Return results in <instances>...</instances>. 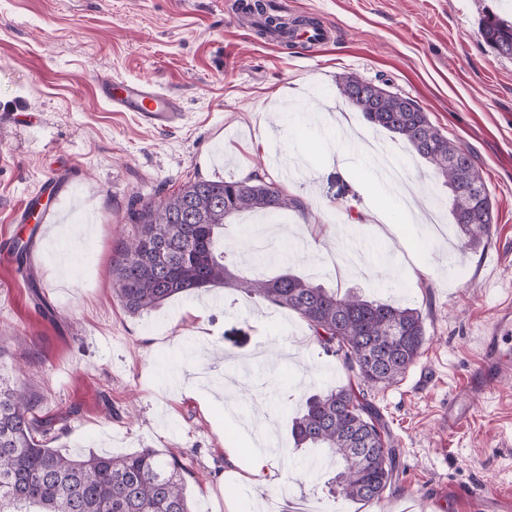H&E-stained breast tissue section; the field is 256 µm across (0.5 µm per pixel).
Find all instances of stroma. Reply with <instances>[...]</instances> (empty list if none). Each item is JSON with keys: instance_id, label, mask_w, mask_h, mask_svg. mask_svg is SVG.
<instances>
[{"instance_id": "35a3bbf8", "label": "stroma", "mask_w": 512, "mask_h": 512, "mask_svg": "<svg viewBox=\"0 0 512 512\" xmlns=\"http://www.w3.org/2000/svg\"><path fill=\"white\" fill-rule=\"evenodd\" d=\"M238 0H0V236L36 244L26 271L0 253V368L21 362L17 381L40 401L61 453L124 455L143 448L181 457L194 512H512V377L479 396L472 418L448 428V404L476 369L481 332L512 301V58L480 35L490 13L512 0H282L284 16H309L333 31L305 50L274 45L236 15ZM388 82L409 96L449 139L468 149L493 204L488 238L460 250L445 191L407 145L370 128L342 99L339 77ZM150 81L176 97L185 120L172 130L111 111L98 93L104 76ZM399 161L404 190L421 223L401 233L422 271L401 260L342 272L347 226L373 239L369 211L391 206L369 143ZM342 151L344 164L331 162ZM298 166L284 178L276 157ZM259 173L304 211L271 217L288 244L285 271L339 291L418 308L427 341L398 383L372 400L399 452L392 494L363 505L330 494L327 473L308 469L295 447L296 408L268 411L245 396L236 417L269 428L277 441L272 487L238 485L224 456V392L210 408L189 393V378L246 375L267 350L283 390L312 394L347 384L292 311L228 288L175 297L142 316L112 291V259L133 231L131 209L160 202L194 180ZM50 177L69 182L61 209L69 224L94 217L74 238L16 225L14 212ZM323 225L308 238L303 225ZM206 306L205 323L183 315Z\"/></svg>"}]
</instances>
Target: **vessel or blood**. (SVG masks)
<instances>
[{
  "label": "vessel or blood",
  "mask_w": 512,
  "mask_h": 512,
  "mask_svg": "<svg viewBox=\"0 0 512 512\" xmlns=\"http://www.w3.org/2000/svg\"><path fill=\"white\" fill-rule=\"evenodd\" d=\"M99 94L116 112L136 113L140 121L153 128L169 130L179 127L184 119L177 100L161 92L157 86L139 80L104 78ZM512 305L504 304L485 326L482 353L477 371L463 393L448 406V425L456 427L471 414L469 398L484 392L504 376L512 374Z\"/></svg>",
  "instance_id": "1"
}]
</instances>
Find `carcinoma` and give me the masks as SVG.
Listing matches in <instances>:
<instances>
[{
    "instance_id": "obj_1",
    "label": "carcinoma",
    "mask_w": 512,
    "mask_h": 512,
    "mask_svg": "<svg viewBox=\"0 0 512 512\" xmlns=\"http://www.w3.org/2000/svg\"><path fill=\"white\" fill-rule=\"evenodd\" d=\"M280 31L289 22L265 14L261 0L246 7ZM481 36L512 57V21L483 19ZM338 94L376 129L404 141L448 189L449 212L461 247L476 249L492 224V202L472 154L449 139L416 102L355 75L337 81ZM302 204L257 174L240 180H198L157 204L130 213L133 236L112 265L113 290L132 316L179 296L230 288L296 313L326 351L342 361L349 382L305 398L292 420L295 447L323 451L333 476L329 491L354 502L380 501L398 460L371 391L401 381L426 340L415 307L341 293L283 272L244 267L224 246V224L241 213L299 211ZM350 344L354 354L345 350ZM37 400L0 376V512H192L185 467L178 456L151 448L120 455L68 456L48 446Z\"/></svg>"
}]
</instances>
